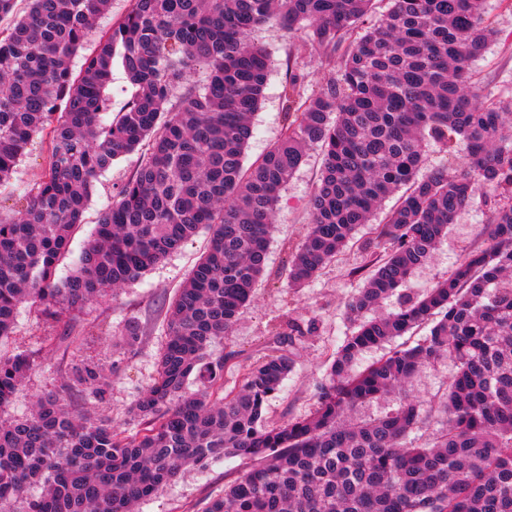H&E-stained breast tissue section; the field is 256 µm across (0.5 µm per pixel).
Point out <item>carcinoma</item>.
I'll use <instances>...</instances> for the list:
<instances>
[{
  "label": "carcinoma",
  "mask_w": 512,
  "mask_h": 512,
  "mask_svg": "<svg viewBox=\"0 0 512 512\" xmlns=\"http://www.w3.org/2000/svg\"><path fill=\"white\" fill-rule=\"evenodd\" d=\"M372 2L130 0L98 34L110 0H29L20 17L16 0H0V21L10 20L0 31V184L34 135L49 136L38 187L18 215L0 216V342L22 304L51 315L79 309L211 231L166 306L156 377L129 410L138 430L76 411L65 385L37 397L28 415L0 420V512H134L185 466L237 455L251 467L205 512H512V100L486 102L470 72L495 31L483 0H387L373 20ZM271 20L307 28L309 46L330 59L343 50L341 74L302 102L304 73L290 67L288 122L247 164L269 73L249 35ZM86 48L75 73L70 60ZM115 61L131 93L106 122ZM198 66L208 70L201 85L191 79ZM144 142L73 272L57 279L98 176ZM431 143L447 160L421 176ZM312 144L322 169L289 287L312 282L386 197L405 192L361 242L382 255L347 303L356 330L318 385L314 411L270 426L266 405L292 358L276 349L226 391L224 357L210 348L251 301L282 193ZM479 187L489 246L419 298L376 314L433 259ZM419 327L428 333L416 344L356 370L366 352ZM442 358L454 373L433 427L406 386ZM33 362L28 351L0 353V409ZM79 384L102 403L112 381L86 366ZM387 396L396 408L354 418Z\"/></svg>",
  "instance_id": "cac0c4a2"
}]
</instances>
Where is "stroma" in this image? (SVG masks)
<instances>
[{
  "label": "stroma",
  "mask_w": 512,
  "mask_h": 512,
  "mask_svg": "<svg viewBox=\"0 0 512 512\" xmlns=\"http://www.w3.org/2000/svg\"><path fill=\"white\" fill-rule=\"evenodd\" d=\"M485 16L496 31L471 71L494 99L512 97V7L505 0H485ZM251 41L263 46L271 61L264 97L255 112L253 136L246 156L255 159L280 136L286 123L283 98L288 67L298 64L305 75L304 94L313 98L339 76V66L324 55L306 48V34L289 31L276 22L255 28ZM48 139L36 135L19 162L9 184L0 187V212L18 210L19 200L35 191L46 167ZM142 155L133 152L116 160L100 176L76 231L70 253L59 266L58 277L69 275L84 251L100 213L111 206L118 187L132 176ZM322 161L320 146L306 150L305 161L288 183L275 215V229L266 258L265 274L250 305L244 309L227 338L212 349L225 357V382H233L239 370L260 360L272 347L291 356L294 366L282 392L266 407L268 422L280 423L308 415L315 406L316 387L345 336L355 326L345 314L350 297L363 288L372 270V259L360 246L341 253L308 286L289 288L286 268L308 230V202L318 180ZM489 219L482 198L448 227L433 260L419 269L397 294L385 301V309L421 295L471 251L487 244L484 227ZM206 234H199L139 279L116 294L86 304L57 317L22 305L14 332L0 350H34L38 358L16 401L1 416L10 419L27 413L34 397L59 390L61 384L76 386L79 369L86 365L112 368V387L106 403L76 401L77 410L110 418L120 430L133 429L129 409L153 382L156 363L165 342V302L171 298L204 251ZM137 321L141 340L134 350L121 341L126 321ZM294 331H287V323ZM249 460L221 458L207 467L183 470L174 481L140 503L138 512H204L207 504L224 494L225 485L246 471Z\"/></svg>",
  "instance_id": "obj_1"
}]
</instances>
